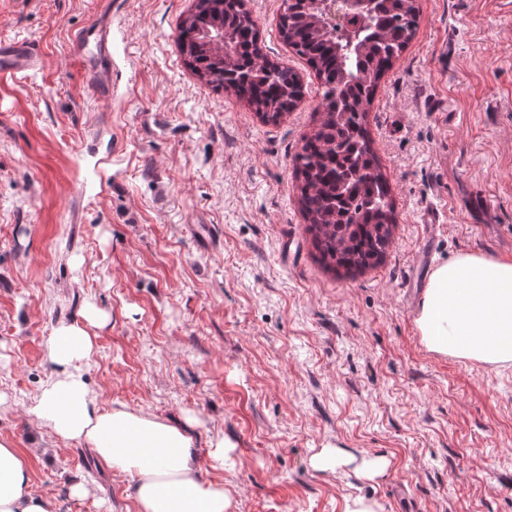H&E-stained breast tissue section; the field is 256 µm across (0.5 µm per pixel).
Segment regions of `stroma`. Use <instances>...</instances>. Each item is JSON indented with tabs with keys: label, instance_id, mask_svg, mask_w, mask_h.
Masks as SVG:
<instances>
[{
	"label": "stroma",
	"instance_id": "1",
	"mask_svg": "<svg viewBox=\"0 0 512 512\" xmlns=\"http://www.w3.org/2000/svg\"><path fill=\"white\" fill-rule=\"evenodd\" d=\"M192 4L122 0L104 100L70 50L100 0H0V39L40 49L37 71L0 79V438L51 512H135L133 476L30 412L54 328L92 303L108 319L81 368L100 408L189 422L203 462L223 435L232 459L202 477L231 488L233 512H345L356 496L381 512H512V364L427 351L412 286L427 243L438 265L512 258V11L417 0L368 114L392 242L347 276L317 261L297 203L322 88L279 34L281 0H247L265 57L304 86L275 123L188 66ZM325 447L391 464L372 480L311 469ZM81 481L91 491L74 496Z\"/></svg>",
	"mask_w": 512,
	"mask_h": 512
}]
</instances>
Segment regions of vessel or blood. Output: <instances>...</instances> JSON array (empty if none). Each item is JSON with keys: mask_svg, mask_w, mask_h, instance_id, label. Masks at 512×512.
Here are the masks:
<instances>
[{"mask_svg": "<svg viewBox=\"0 0 512 512\" xmlns=\"http://www.w3.org/2000/svg\"><path fill=\"white\" fill-rule=\"evenodd\" d=\"M115 0L73 37V49L91 76L94 94L112 96V10ZM39 50L33 42L0 40V76L27 72L38 64Z\"/></svg>", "mask_w": 512, "mask_h": 512, "instance_id": "obj_1", "label": "vessel or blood"}]
</instances>
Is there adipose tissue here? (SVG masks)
<instances>
[{"label":"adipose tissue","instance_id":"obj_1","mask_svg":"<svg viewBox=\"0 0 512 512\" xmlns=\"http://www.w3.org/2000/svg\"><path fill=\"white\" fill-rule=\"evenodd\" d=\"M85 324H62L46 347L54 372L31 408L65 440L87 441L112 470L135 475L136 512H232L223 486L201 478L186 426L124 406L98 408L80 365L93 352L89 325L106 315L85 308ZM428 351L489 365L512 362V261L462 254L432 272L416 319ZM0 512H49L32 489L30 472L13 443L0 438Z\"/></svg>","mask_w":512,"mask_h":512}]
</instances>
